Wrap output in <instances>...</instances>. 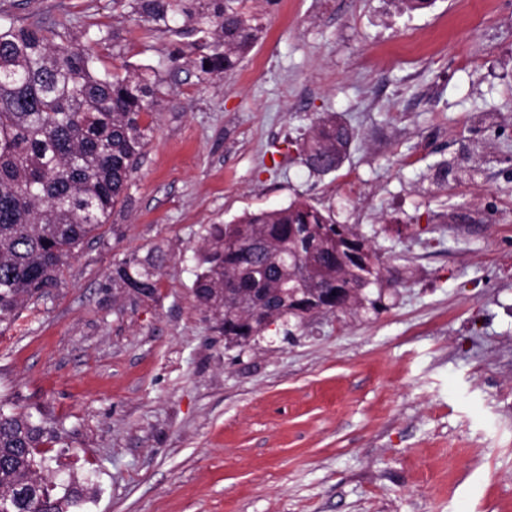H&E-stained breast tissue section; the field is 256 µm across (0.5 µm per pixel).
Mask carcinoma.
Returning a JSON list of instances; mask_svg holds the SVG:
<instances>
[{"label": "carcinoma", "instance_id": "obj_1", "mask_svg": "<svg viewBox=\"0 0 512 512\" xmlns=\"http://www.w3.org/2000/svg\"><path fill=\"white\" fill-rule=\"evenodd\" d=\"M146 30L196 36L200 75L234 70L257 39L243 0H135ZM40 25L0 24V325L58 285L65 260L94 237L119 204L154 130L163 79L152 68L135 75L98 73L91 48L56 42ZM353 130L334 116L317 118L303 145L308 168L332 172L346 158ZM194 296L228 344L260 335L254 311L273 322L303 321L293 298L346 310L380 285L383 256L318 208L288 206L248 213L204 228ZM156 259L136 258L112 280L149 297ZM46 428L0 405V496L12 512H68L81 497L74 483L37 475ZM37 481L32 494L24 485Z\"/></svg>", "mask_w": 512, "mask_h": 512}]
</instances>
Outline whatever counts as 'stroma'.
I'll list each match as a JSON object with an SVG mask.
<instances>
[{
  "label": "stroma",
  "mask_w": 512,
  "mask_h": 512,
  "mask_svg": "<svg viewBox=\"0 0 512 512\" xmlns=\"http://www.w3.org/2000/svg\"><path fill=\"white\" fill-rule=\"evenodd\" d=\"M133 5L0 0L164 80L127 204L0 327V403L56 432L74 512H512V0H246L257 41L206 79ZM327 112L356 138L317 174ZM294 200L383 254L381 305L228 345L193 297L203 228ZM156 254L152 296L113 283Z\"/></svg>",
  "instance_id": "stroma-1"
}]
</instances>
